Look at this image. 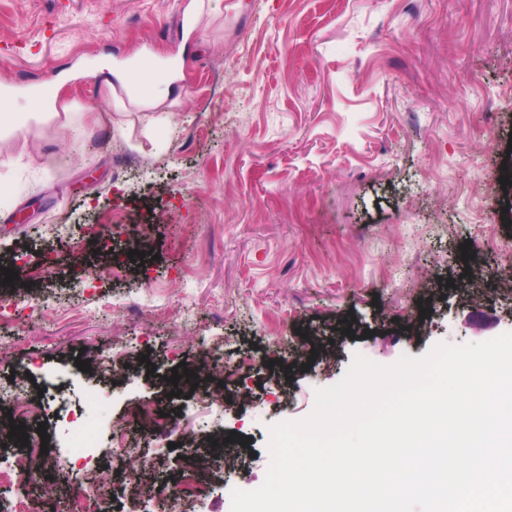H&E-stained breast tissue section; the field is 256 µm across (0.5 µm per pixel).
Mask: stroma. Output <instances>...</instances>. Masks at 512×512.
Instances as JSON below:
<instances>
[{
	"instance_id": "35a3bbf8",
	"label": "stroma",
	"mask_w": 512,
	"mask_h": 512,
	"mask_svg": "<svg viewBox=\"0 0 512 512\" xmlns=\"http://www.w3.org/2000/svg\"><path fill=\"white\" fill-rule=\"evenodd\" d=\"M190 3L0 0V97L32 107L66 74L55 106L74 108L66 134L0 141V267L24 255L15 293L38 299L0 305V397L50 407L0 411L48 434L46 475L0 485V512H81L95 487L74 416L112 471L102 512H231L265 479L270 426L310 415L356 356L512 332V0H212L194 25ZM169 55L178 104H107L98 65L151 61L162 80ZM93 225L110 234L103 281ZM219 345L254 370H207ZM181 362L198 376L186 398L166 380ZM146 401L174 434L139 416ZM188 436L228 467L173 501L158 489ZM144 458L154 474L128 496L120 477Z\"/></svg>"
}]
</instances>
